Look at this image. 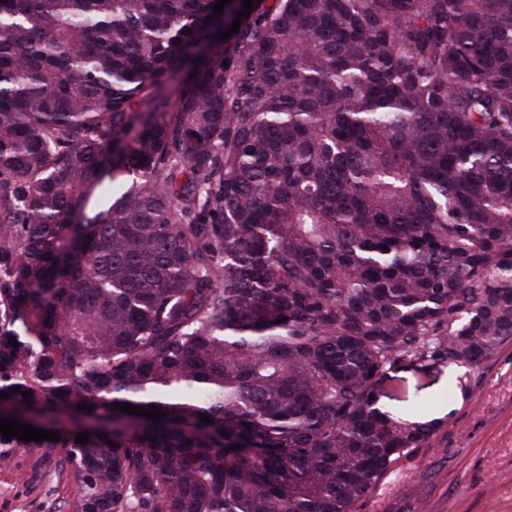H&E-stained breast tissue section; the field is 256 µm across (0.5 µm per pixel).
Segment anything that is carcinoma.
I'll return each mask as SVG.
<instances>
[{
  "label": "carcinoma",
  "mask_w": 512,
  "mask_h": 512,
  "mask_svg": "<svg viewBox=\"0 0 512 512\" xmlns=\"http://www.w3.org/2000/svg\"><path fill=\"white\" fill-rule=\"evenodd\" d=\"M216 2L0 0V412L78 512H355L512 339V0Z\"/></svg>",
  "instance_id": "cac0c4a2"
}]
</instances>
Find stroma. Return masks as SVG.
Wrapping results in <instances>:
<instances>
[{"instance_id": "35a3bbf8", "label": "stroma", "mask_w": 512, "mask_h": 512, "mask_svg": "<svg viewBox=\"0 0 512 512\" xmlns=\"http://www.w3.org/2000/svg\"><path fill=\"white\" fill-rule=\"evenodd\" d=\"M449 369L425 363L386 381L380 404L405 410L426 402L436 420L429 447L416 449L356 504V512H512V342L448 391ZM82 483L72 466L34 443L0 463V512H75Z\"/></svg>"}]
</instances>
